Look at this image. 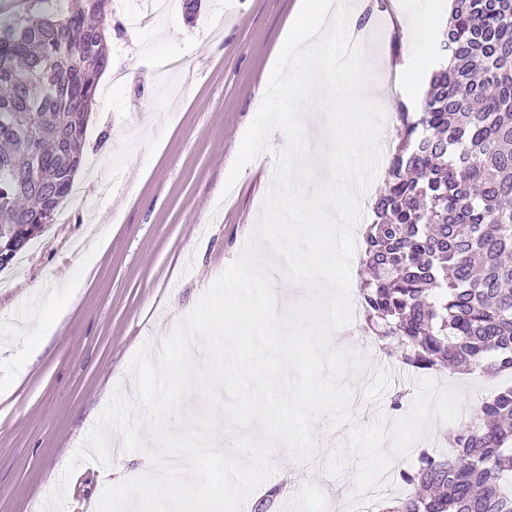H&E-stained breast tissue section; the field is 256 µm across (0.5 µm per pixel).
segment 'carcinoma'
Returning <instances> with one entry per match:
<instances>
[{
	"instance_id": "carcinoma-1",
	"label": "carcinoma",
	"mask_w": 512,
	"mask_h": 512,
	"mask_svg": "<svg viewBox=\"0 0 512 512\" xmlns=\"http://www.w3.org/2000/svg\"><path fill=\"white\" fill-rule=\"evenodd\" d=\"M111 0L0 28V253L57 222L81 166L107 64L85 43ZM444 59L398 143L372 204L359 299L401 364L512 371V0H452ZM451 455L402 471L411 491L380 512H512V387L453 431Z\"/></svg>"
}]
</instances>
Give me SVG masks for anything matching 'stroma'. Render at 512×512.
<instances>
[{"mask_svg": "<svg viewBox=\"0 0 512 512\" xmlns=\"http://www.w3.org/2000/svg\"><path fill=\"white\" fill-rule=\"evenodd\" d=\"M297 0H198L128 24L113 8L106 29L107 72L86 130L82 202L24 251L23 265L0 271V512H42L69 460L116 388L134 386L128 371L143 344H162L203 293L250 243L275 177L283 132L227 185L243 136L260 108L271 59ZM419 0L399 21L391 49L417 70L423 49L441 57L439 40L423 46ZM120 165L118 182L103 179ZM356 351L382 364L390 385L367 403L368 375L346 374L356 422H394L409 413L417 380L452 389L477 406L512 375L404 368L391 341L372 340L363 318L340 328ZM399 409H392L393 399ZM350 428L315 422L317 451L298 458L278 449L272 474L240 512H334L337 496L358 492V459L344 452ZM142 452H118L110 466L83 462L72 476L64 512L97 507L107 485L148 473ZM289 472L296 493L264 506Z\"/></svg>", "mask_w": 512, "mask_h": 512, "instance_id": "35a3bbf8", "label": "stroma"}]
</instances>
